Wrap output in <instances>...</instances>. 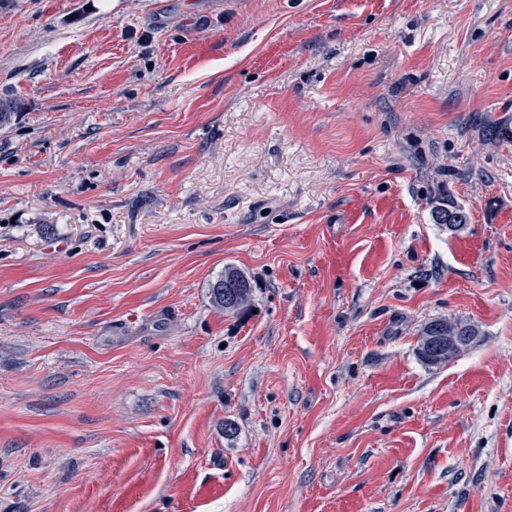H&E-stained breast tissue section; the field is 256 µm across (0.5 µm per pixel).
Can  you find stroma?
I'll use <instances>...</instances> for the list:
<instances>
[{
	"instance_id": "stroma-1",
	"label": "stroma",
	"mask_w": 512,
	"mask_h": 512,
	"mask_svg": "<svg viewBox=\"0 0 512 512\" xmlns=\"http://www.w3.org/2000/svg\"><path fill=\"white\" fill-rule=\"evenodd\" d=\"M4 96L0 512H512V0H0ZM240 279L244 282L246 288H244L247 301L240 305L238 308L228 309L225 305H235L243 302L245 296L240 288L243 287H225L224 280ZM209 292L212 298V302L215 306L224 309L225 313L235 314L241 311L250 301L253 285L250 279L241 271L233 266H227L224 268V273H221L214 281L209 284ZM435 324L443 325L448 336H429L430 331L432 330V326ZM448 330L456 336L451 335ZM423 336H425V346L429 350L428 352L434 356V359H437L438 362H440L445 358L446 354L447 360L450 361L453 354L454 345L460 341H464L466 336H471V338L465 340L463 347L464 349L469 345L476 334L475 331L468 325L454 320L448 321V318L436 319L425 324L418 341V354L426 364L442 365V363L435 362L434 359H429L422 354L421 350L423 348Z\"/></svg>"
}]
</instances>
